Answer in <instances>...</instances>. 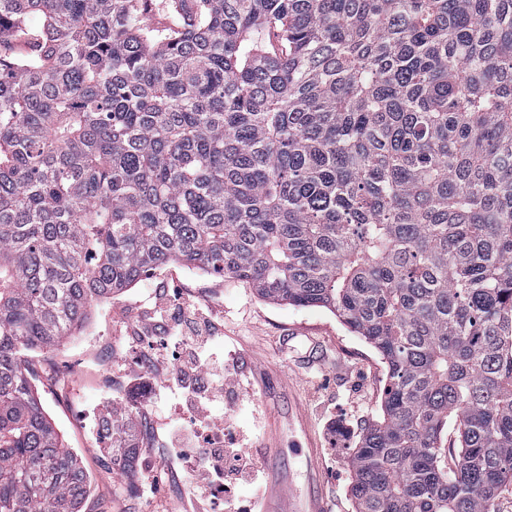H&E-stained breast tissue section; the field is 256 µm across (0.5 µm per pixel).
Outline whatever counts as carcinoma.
Here are the masks:
<instances>
[{"mask_svg":"<svg viewBox=\"0 0 512 512\" xmlns=\"http://www.w3.org/2000/svg\"><path fill=\"white\" fill-rule=\"evenodd\" d=\"M170 262L326 308L380 353L355 512H492L512 486V0H0V512H80L90 490L28 353ZM99 437L133 472L135 432Z\"/></svg>","mask_w":512,"mask_h":512,"instance_id":"cac0c4a2","label":"carcinoma"}]
</instances>
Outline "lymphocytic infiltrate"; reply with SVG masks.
<instances>
[{
  "label": "lymphocytic infiltrate",
  "instance_id": "f902f5d3",
  "mask_svg": "<svg viewBox=\"0 0 512 512\" xmlns=\"http://www.w3.org/2000/svg\"><path fill=\"white\" fill-rule=\"evenodd\" d=\"M164 321L173 323L175 340L181 347L168 381L177 403L191 413L193 424L186 427L172 422L163 428L162 463L150 487L158 489L177 473L191 489L189 507H207L220 495L227 512H254L264 499L267 482L254 466L251 449L225 432L224 419L216 413L225 399L237 395L242 384L236 369L225 361L223 351L213 345L217 325L200 307L176 306L164 300L142 323L140 331L148 333ZM204 433L211 445L200 450L196 443ZM241 486L252 488L251 498L238 495Z\"/></svg>",
  "mask_w": 512,
  "mask_h": 512
}]
</instances>
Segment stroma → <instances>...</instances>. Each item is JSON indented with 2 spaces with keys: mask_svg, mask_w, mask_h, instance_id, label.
<instances>
[{
  "mask_svg": "<svg viewBox=\"0 0 512 512\" xmlns=\"http://www.w3.org/2000/svg\"><path fill=\"white\" fill-rule=\"evenodd\" d=\"M178 291L185 305L209 308L224 326L213 340L238 364L243 388L219 412L249 436L258 468L277 499L265 508L355 512L347 458L381 412L387 366L379 353L328 309L262 299L246 281L180 262L95 306L80 333L51 354L32 353L31 383L42 405L91 478L82 512H160L147 490L159 443L149 422L175 414L172 402L146 401L164 375L149 364L135 324L158 294ZM133 426L139 440L134 475L113 469L96 416Z\"/></svg>",
  "mask_w": 512,
  "mask_h": 512,
  "instance_id": "obj_1",
  "label": "stroma"
}]
</instances>
